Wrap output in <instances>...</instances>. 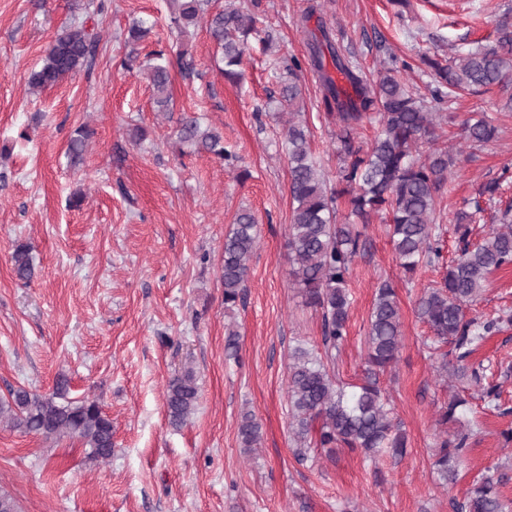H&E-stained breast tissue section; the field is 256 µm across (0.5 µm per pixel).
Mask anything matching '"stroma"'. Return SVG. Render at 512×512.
Instances as JSON below:
<instances>
[{"instance_id":"stroma-1","label":"stroma","mask_w":512,"mask_h":512,"mask_svg":"<svg viewBox=\"0 0 512 512\" xmlns=\"http://www.w3.org/2000/svg\"><path fill=\"white\" fill-rule=\"evenodd\" d=\"M257 9L274 35L269 51L252 46L241 85L221 78L205 29L190 41L193 74L171 68L175 112L189 111L224 133L237 153L229 169L208 154L178 156L175 124L157 112L147 80L124 71L125 33L135 17L155 19L141 53L178 46L167 28L166 0H0V398L23 387L52 393L68 381L72 400H96L112 421V455L91 461L78 440L58 443L0 423V493L19 512H455L474 479L499 466L501 492L512 501V378L501 384L503 416L469 398L473 435L456 482L440 487L430 472L448 392L436 377L426 342L429 327L414 311L424 287L440 283L443 268L406 279L397 265L386 217H372L365 255L351 270L348 336L336 373L360 382L368 319L379 281L393 282L403 316L399 360L379 376L406 434L403 457L372 464L345 449L318 448L311 460L293 455L288 414L289 353L317 345L320 317L306 307L289 278L288 226L292 200L283 120L269 98L290 57L307 55L310 31L331 30L342 52L367 77L389 56L409 63L401 77L426 88L421 54L448 58L452 47L488 43L495 24L512 14V0H217ZM311 21H304L306 12ZM88 21L100 33L91 71L70 75L33 95L28 75L57 32ZM299 106L328 180L341 167L336 126L320 105L310 71L301 75ZM500 88L466 95L441 121L442 141L459 149L444 195L445 257L456 251L451 219L481 204L488 232L493 203L481 201L483 182L512 168V112ZM486 116L493 141L469 146L461 125ZM94 135L84 162L73 168L66 151L80 126ZM148 137L135 143L134 130ZM258 220L243 302L224 307V236L238 210ZM27 244L31 281L13 271L16 245ZM512 310V266L489 274L468 317ZM239 335L237 358L224 351L228 330ZM196 379L199 399L187 423L172 426L166 411L170 379ZM251 412L261 426L253 452L242 448L238 423Z\"/></svg>"}]
</instances>
